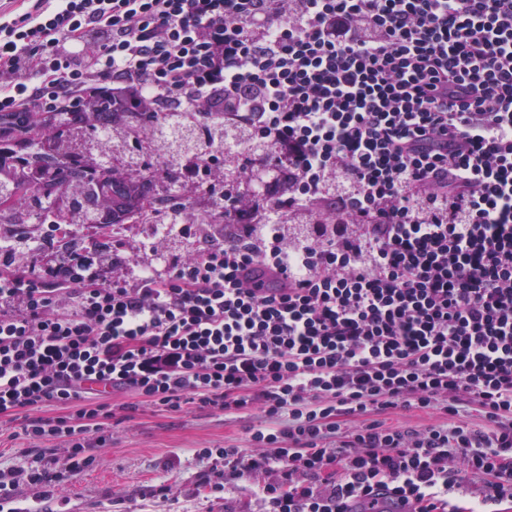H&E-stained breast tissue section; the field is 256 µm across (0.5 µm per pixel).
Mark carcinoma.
Here are the masks:
<instances>
[{
  "mask_svg": "<svg viewBox=\"0 0 512 512\" xmlns=\"http://www.w3.org/2000/svg\"><path fill=\"white\" fill-rule=\"evenodd\" d=\"M108 134L104 148L119 150L125 162L117 170L104 166L103 154L79 144L78 136L88 130ZM156 137L148 152L131 144L130 126L119 123L107 112L94 110L85 125L59 124L50 115L32 112L21 129L0 120V146L15 143L20 147L6 155L0 150V211H8L9 223L18 233L28 235L27 225L42 218L43 202L33 186V175L43 170L51 175L50 193L66 194L73 177L81 175L79 195L71 198L70 209L60 215V236L49 245L61 253L79 247L78 231L84 224H123L136 216H148L157 202L177 212L182 204L168 194L169 181L188 155L204 150L196 121L173 115L157 121ZM163 159L157 170L146 168L147 158Z\"/></svg>",
  "mask_w": 512,
  "mask_h": 512,
  "instance_id": "1",
  "label": "carcinoma"
}]
</instances>
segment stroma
<instances>
[{"mask_svg": "<svg viewBox=\"0 0 512 512\" xmlns=\"http://www.w3.org/2000/svg\"><path fill=\"white\" fill-rule=\"evenodd\" d=\"M110 224L84 225L82 250L98 252L105 279L130 276L136 254L112 246ZM111 438L85 471L71 476L61 499L35 501L27 488L18 497L31 512H225L223 500L197 483L208 463L197 448H245L249 430L263 421L260 409L225 414L200 404L170 411L141 402L130 391L106 396Z\"/></svg>", "mask_w": 512, "mask_h": 512, "instance_id": "obj_1", "label": "stroma"}]
</instances>
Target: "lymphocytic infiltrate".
I'll list each match as a JSON object with an SVG mask.
<instances>
[{"instance_id":"obj_1","label":"lymphocytic infiltrate","mask_w":512,"mask_h":512,"mask_svg":"<svg viewBox=\"0 0 512 512\" xmlns=\"http://www.w3.org/2000/svg\"><path fill=\"white\" fill-rule=\"evenodd\" d=\"M106 102L246 131L288 187L220 189L253 161L213 142L176 182L230 221L166 273L0 253V420L38 442L0 504L58 498L108 440L99 395L130 390L259 407L250 447L196 455L264 512H512V0H0V115ZM54 254L55 252L36 254L24 249H19L14 253L13 260L19 267L25 269L33 268L35 272L40 275H44L46 271L51 270L55 272L58 279L64 278L63 275L58 274V270L63 264L51 259ZM385 417L387 423L418 428L431 424L437 419L436 415L408 411L403 408H397Z\"/></svg>"}]
</instances>
